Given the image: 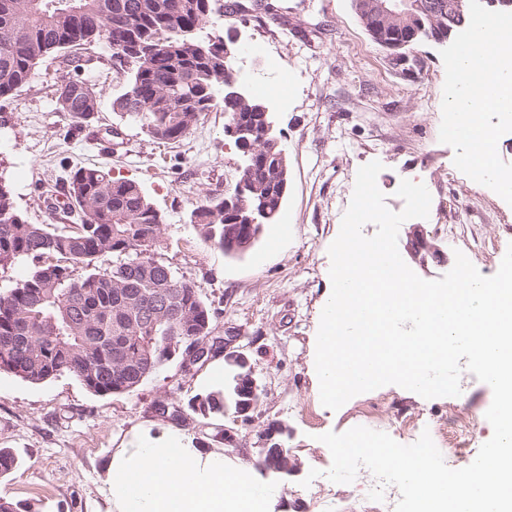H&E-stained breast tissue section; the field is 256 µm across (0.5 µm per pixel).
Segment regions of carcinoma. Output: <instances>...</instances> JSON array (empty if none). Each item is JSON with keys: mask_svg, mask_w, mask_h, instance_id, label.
Masks as SVG:
<instances>
[{"mask_svg": "<svg viewBox=\"0 0 512 512\" xmlns=\"http://www.w3.org/2000/svg\"><path fill=\"white\" fill-rule=\"evenodd\" d=\"M211 14L212 0H0V98L11 97L45 58L60 53L57 88H67L69 96L63 101L56 94V103L73 127H83L98 112L99 99L85 97L84 88L94 83L87 75L91 58L82 50L105 43L112 55L136 60L124 80L135 97L119 94L112 111L156 140L179 142L217 106L216 90L236 74L223 47L198 36ZM261 103L253 95L246 103L222 98L226 125L262 123ZM280 138L274 132L261 151L242 157L253 170L240 172L251 191L238 206L224 210L234 187L191 210L189 222L203 242L240 255V237L257 242L264 226L277 223L289 183ZM255 197L266 217L251 227L239 212ZM67 198L63 212L77 213L80 223L59 232L29 223L0 183V266L22 259L35 266L0 295V372L32 384L68 375L94 395L131 394L179 345L213 335L216 311L193 281L158 258L165 218L139 183L79 167L68 176ZM108 255L112 266H98ZM167 294L173 303L157 306ZM244 373L231 369L223 387L202 390L188 407L208 420L259 402L264 390L251 397L237 391L236 376Z\"/></svg>", "mask_w": 512, "mask_h": 512, "instance_id": "1", "label": "carcinoma"}]
</instances>
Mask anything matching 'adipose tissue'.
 <instances>
[{
    "label": "adipose tissue",
    "mask_w": 512,
    "mask_h": 512,
    "mask_svg": "<svg viewBox=\"0 0 512 512\" xmlns=\"http://www.w3.org/2000/svg\"><path fill=\"white\" fill-rule=\"evenodd\" d=\"M106 471L114 512H267L274 495L173 429L129 440Z\"/></svg>",
    "instance_id": "obj_1"
}]
</instances>
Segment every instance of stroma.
Instances as JSON below:
<instances>
[{
  "mask_svg": "<svg viewBox=\"0 0 512 512\" xmlns=\"http://www.w3.org/2000/svg\"><path fill=\"white\" fill-rule=\"evenodd\" d=\"M229 0H213V26L236 27L242 44H262L263 59L242 55L239 80L273 93L268 104L282 131L290 186L278 224L265 227L260 241L240 256L204 244L189 222L197 202L223 195L237 179L241 157L224 136L222 108L202 114L182 141L152 139L138 124L112 110L123 89L110 50L92 46L90 76L99 111L90 130L75 131L56 105L57 58L43 60L29 84L0 99V182L13 192L18 211L34 224H53L52 204L41 194L43 183L67 177L77 167H99L113 177L143 185L165 216L162 258L177 275L193 280L218 309L216 335L235 329L266 391L242 422L233 416L206 425L196 417L176 422L156 412L158 403L181 406L207 386L210 365L182 373L171 360L133 394L100 397L63 375L31 384L0 374V448L14 451L17 470L0 478V499L21 504L24 512H111L103 492L106 461L139 429L175 428L205 451L224 449L232 467L251 466L258 457L259 433L271 422L287 426L284 445L300 470L297 475L261 476L275 495L270 512H328L333 502L353 506L373 479L359 468L352 483L310 481V470L328 471L332 457L319 437L356 425L362 407L384 401L381 430L397 436L402 418L417 419L419 429L447 427L460 410L479 417V442L492 427L484 415L491 388L463 373L456 397L426 399L397 385L354 396L339 410L326 408L309 370L322 301L330 288L326 270L330 244L339 234L353 195L358 169L379 161L377 185L392 211H401L396 191L402 180L422 182L432 201L421 220L423 234L434 240L443 258L412 261V224L403 222L398 250L422 279L450 271L463 252L478 271L494 275L512 244V205L483 185L472 183L454 163V150L439 140L445 67L440 45L417 46L419 67L394 66L354 12L350 0H273L276 13L256 9V0H239L243 11L226 13ZM117 126L124 142L109 147L105 130ZM288 227L280 236L279 224ZM459 226L445 240L441 225ZM233 444H225L224 431Z\"/></svg>",
  "mask_w": 512,
  "mask_h": 512,
  "instance_id": "35a3bbf8",
  "label": "stroma"
}]
</instances>
